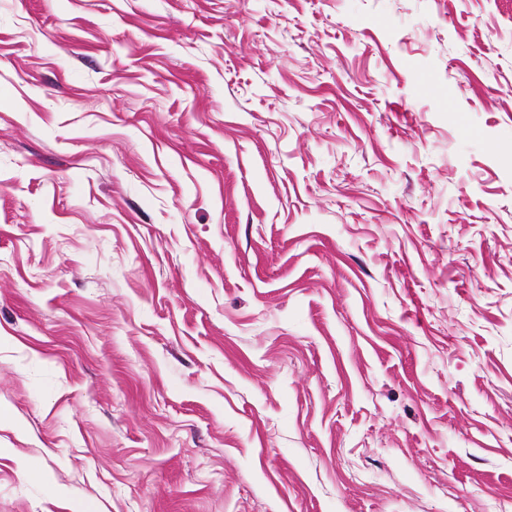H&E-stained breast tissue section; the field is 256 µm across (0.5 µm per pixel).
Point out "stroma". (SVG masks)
I'll return each mask as SVG.
<instances>
[{"mask_svg":"<svg viewBox=\"0 0 512 512\" xmlns=\"http://www.w3.org/2000/svg\"><path fill=\"white\" fill-rule=\"evenodd\" d=\"M0 512H512V0H0Z\"/></svg>","mask_w":512,"mask_h":512,"instance_id":"obj_1","label":"stroma"}]
</instances>
